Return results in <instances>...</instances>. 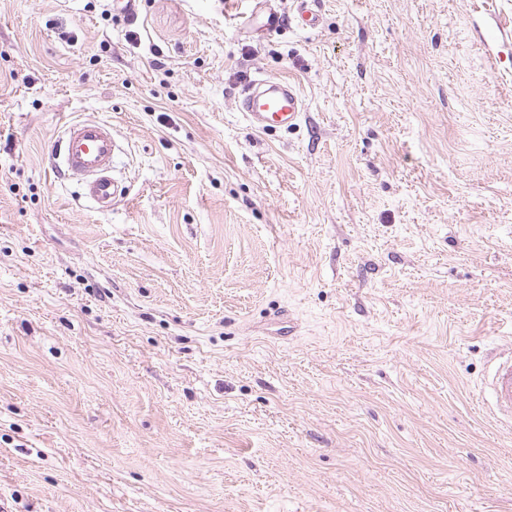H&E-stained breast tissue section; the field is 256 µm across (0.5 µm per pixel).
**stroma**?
Listing matches in <instances>:
<instances>
[{"label": "stroma", "instance_id": "1", "mask_svg": "<svg viewBox=\"0 0 512 512\" xmlns=\"http://www.w3.org/2000/svg\"><path fill=\"white\" fill-rule=\"evenodd\" d=\"M274 5L0 0V512H512V0ZM282 22L281 14L272 8L262 12H253L243 19L242 24L254 27L256 30L274 31L280 28ZM237 104L249 125L262 131L297 126L304 109L297 87L270 78L251 81L238 93ZM118 148L110 123L75 120L67 123L52 146L51 168L65 179L83 183V195L99 212H110L123 189L112 178ZM481 401L508 433L512 431V352L496 353L490 379L481 395Z\"/></svg>", "mask_w": 512, "mask_h": 512}]
</instances>
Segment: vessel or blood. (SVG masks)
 Segmentation results:
<instances>
[{
  "mask_svg": "<svg viewBox=\"0 0 512 512\" xmlns=\"http://www.w3.org/2000/svg\"><path fill=\"white\" fill-rule=\"evenodd\" d=\"M281 15L269 8L244 18V25L258 30L280 28ZM238 109L256 130L295 127L303 115L299 89L284 80L251 81L237 95ZM117 142L110 123L99 120H75L67 123L62 137L52 146L51 168L63 178L83 184V195L100 212L111 211L123 190L112 176ZM497 424L512 431V352H500L481 395Z\"/></svg>",
  "mask_w": 512,
  "mask_h": 512,
  "instance_id": "1",
  "label": "vessel or blood"
}]
</instances>
